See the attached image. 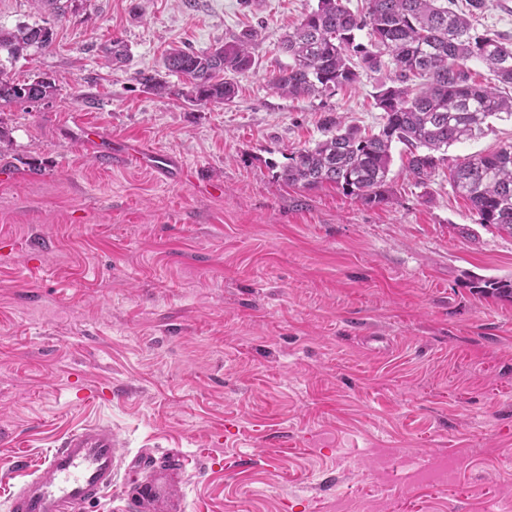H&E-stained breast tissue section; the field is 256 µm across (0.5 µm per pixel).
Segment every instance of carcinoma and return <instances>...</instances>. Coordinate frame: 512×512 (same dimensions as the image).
<instances>
[{"instance_id": "cac0c4a2", "label": "carcinoma", "mask_w": 512, "mask_h": 512, "mask_svg": "<svg viewBox=\"0 0 512 512\" xmlns=\"http://www.w3.org/2000/svg\"><path fill=\"white\" fill-rule=\"evenodd\" d=\"M454 0H367L354 11L347 0H317L281 42L288 63L271 70L270 86L295 99L323 96L355 86L363 71L391 65L396 83L382 84L373 96L383 112L379 131L363 133L334 123L326 138L293 150L280 177L289 184L317 188L331 183L365 204L384 200L394 145L405 147L410 174L425 182L441 168L448 147L476 139L493 119H512V42L471 26L469 15L485 0H467L468 10L453 9ZM367 31V43L358 33ZM256 28L212 51L174 49L168 71L182 76L189 95L200 102L226 103L238 91L235 77L255 69L252 53ZM52 30L21 26L0 29V105H25L52 97L55 85L45 79L20 81L11 75L30 47L45 49ZM485 66L492 80L470 81V62ZM421 79L410 91L403 83ZM448 181L465 198L478 223L512 234V144L485 155L463 158L448 168ZM476 293L512 301L511 280H478Z\"/></svg>"}]
</instances>
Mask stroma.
<instances>
[{"instance_id": "1", "label": "stroma", "mask_w": 512, "mask_h": 512, "mask_svg": "<svg viewBox=\"0 0 512 512\" xmlns=\"http://www.w3.org/2000/svg\"><path fill=\"white\" fill-rule=\"evenodd\" d=\"M317 0H0V29L51 28L0 107V512L63 436L111 427L124 454L182 456L186 512H504L512 498V235L477 224L440 170L393 149L385 199L291 185L329 120L378 129L393 69L293 99L268 75ZM261 25L233 102L164 65ZM120 38L128 55L105 57ZM151 71L157 94L135 74ZM171 158L104 168L81 127ZM512 143V121L449 163ZM101 389L85 401L80 388ZM471 287L477 289L476 293L482 296L512 301L511 280H478Z\"/></svg>"}]
</instances>
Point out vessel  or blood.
<instances>
[{"instance_id": "1", "label": "vessel or blood", "mask_w": 512, "mask_h": 512, "mask_svg": "<svg viewBox=\"0 0 512 512\" xmlns=\"http://www.w3.org/2000/svg\"><path fill=\"white\" fill-rule=\"evenodd\" d=\"M102 154L109 164L134 161L163 176L171 166L170 161L158 160L155 151L145 146L120 151L108 145ZM181 463L176 455L162 463L148 456L126 460L111 428L87 425L51 449L39 470L11 497L9 512H78L82 505L110 490L115 474L125 465L142 475L129 503L131 512H183L180 498L163 488L157 478L161 466Z\"/></svg>"}]
</instances>
